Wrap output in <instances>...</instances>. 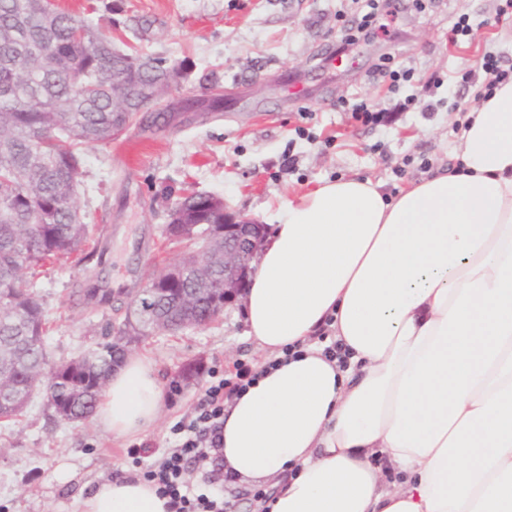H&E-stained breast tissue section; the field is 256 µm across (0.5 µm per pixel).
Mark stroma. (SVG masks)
<instances>
[{"label": "stroma", "mask_w": 512, "mask_h": 512, "mask_svg": "<svg viewBox=\"0 0 512 512\" xmlns=\"http://www.w3.org/2000/svg\"><path fill=\"white\" fill-rule=\"evenodd\" d=\"M94 21L115 48L182 63L186 76L162 96L165 120L133 126L84 151L78 205L97 245L38 268L48 321L45 349L56 366L95 346L156 266L182 250L164 244L168 209L185 191L207 192L262 224L281 205L325 180L368 178L397 194L453 166L452 131L475 103L457 97L465 72L494 53L512 60V21L498 0H429L405 7L387 36L341 45V0H56ZM469 16L476 35L449 45ZM415 68L417 79L389 93L382 61ZM363 98L382 114L354 125L341 108ZM167 389L163 413L138 440H113L94 421L60 422L44 392L24 414L0 419V512H83L97 483L127 476L129 451L148 460L169 447V427L191 412L210 370L265 357L245 335L241 307L209 325L143 339Z\"/></svg>", "instance_id": "stroma-1"}]
</instances>
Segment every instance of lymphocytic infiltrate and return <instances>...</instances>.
<instances>
[{"label": "lymphocytic infiltrate", "mask_w": 512, "mask_h": 512, "mask_svg": "<svg viewBox=\"0 0 512 512\" xmlns=\"http://www.w3.org/2000/svg\"><path fill=\"white\" fill-rule=\"evenodd\" d=\"M399 11L397 0H363L362 11L344 21L342 30L349 41L367 39L386 31ZM258 367L234 363L228 374L213 378L199 395L190 414L170 428L176 439L156 462L143 466L141 478L166 498L168 512H224V503L204 492L191 491L187 474L190 465L212 467L224 473V406L236 394L246 391L261 376Z\"/></svg>", "instance_id": "lymphocytic-infiltrate-1"}]
</instances>
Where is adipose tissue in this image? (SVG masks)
<instances>
[{
  "mask_svg": "<svg viewBox=\"0 0 512 512\" xmlns=\"http://www.w3.org/2000/svg\"><path fill=\"white\" fill-rule=\"evenodd\" d=\"M451 169L395 195L368 179L287 200L243 300L275 368L224 410V471L263 512H512V82L476 101ZM343 360L324 354V337ZM152 359L113 372L94 419L147 434ZM85 512H167L140 480Z\"/></svg>",
  "mask_w": 512,
  "mask_h": 512,
  "instance_id": "adipose-tissue-1",
  "label": "adipose tissue"
}]
</instances>
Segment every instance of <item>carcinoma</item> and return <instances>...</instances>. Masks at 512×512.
<instances>
[{"label": "carcinoma", "instance_id": "obj_1", "mask_svg": "<svg viewBox=\"0 0 512 512\" xmlns=\"http://www.w3.org/2000/svg\"><path fill=\"white\" fill-rule=\"evenodd\" d=\"M112 46L87 16L50 0H0V371L12 396L0 419L26 408L45 361L46 314L25 272L70 254L92 238L75 200L76 166L86 147L112 140V129L137 119L138 89L177 68ZM124 74L126 103L105 73ZM216 196L192 193L176 203L186 224L218 223ZM117 362L107 343L52 372L50 404L67 403L65 419H89Z\"/></svg>", "mask_w": 512, "mask_h": 512}]
</instances>
